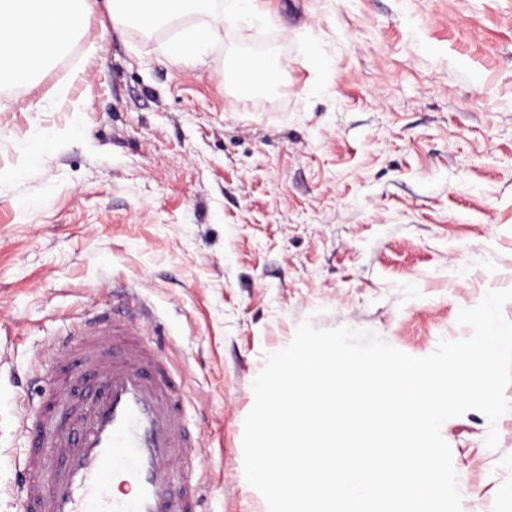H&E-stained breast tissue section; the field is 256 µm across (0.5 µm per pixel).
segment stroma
<instances>
[{"label":"stroma","mask_w":512,"mask_h":512,"mask_svg":"<svg viewBox=\"0 0 512 512\" xmlns=\"http://www.w3.org/2000/svg\"><path fill=\"white\" fill-rule=\"evenodd\" d=\"M220 0L155 38L98 0L62 55L0 88V512H25L21 413H75L56 336L128 288L184 375L204 512H269L243 470L267 354L297 326L370 329L415 357L512 289V0ZM216 27L195 61L174 37ZM286 68L269 96L224 80ZM44 142L42 161L29 149ZM444 422L462 512H512V412ZM283 63L277 58H242L238 64L237 85L243 96H248V87L273 84L281 76Z\"/></svg>","instance_id":"obj_1"}]
</instances>
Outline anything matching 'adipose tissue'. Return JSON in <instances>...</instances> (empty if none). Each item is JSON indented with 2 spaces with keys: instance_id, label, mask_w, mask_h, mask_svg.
Returning <instances> with one entry per match:
<instances>
[{
  "instance_id": "ef3b65f1",
  "label": "adipose tissue",
  "mask_w": 512,
  "mask_h": 512,
  "mask_svg": "<svg viewBox=\"0 0 512 512\" xmlns=\"http://www.w3.org/2000/svg\"><path fill=\"white\" fill-rule=\"evenodd\" d=\"M207 0H112L122 18L144 25L203 8ZM96 0H0V86H15L37 64L68 47L85 10ZM284 69L276 58H250L238 64L239 91L275 83Z\"/></svg>"
}]
</instances>
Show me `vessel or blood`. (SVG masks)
<instances>
[{
	"instance_id": "obj_1",
	"label": "vessel or blood",
	"mask_w": 512,
	"mask_h": 512,
	"mask_svg": "<svg viewBox=\"0 0 512 512\" xmlns=\"http://www.w3.org/2000/svg\"><path fill=\"white\" fill-rule=\"evenodd\" d=\"M151 317L141 302L122 318L108 310L93 313L79 333L57 337L63 368L78 373L65 385L82 400L83 412L50 431L26 420L32 449L20 492L28 512H199L201 488L193 480H185L179 496L169 490L171 476L199 445L183 417L180 381L159 347L141 337ZM51 457L58 468L47 487L40 476ZM118 478L134 485L132 496H111Z\"/></svg>"
}]
</instances>
